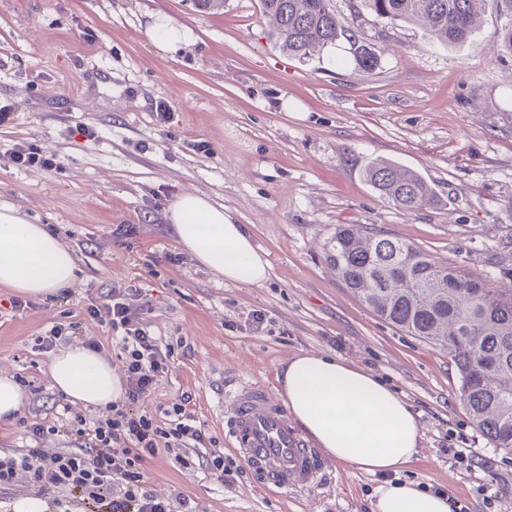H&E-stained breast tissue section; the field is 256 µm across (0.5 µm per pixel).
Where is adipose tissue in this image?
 Masks as SVG:
<instances>
[{"mask_svg": "<svg viewBox=\"0 0 512 512\" xmlns=\"http://www.w3.org/2000/svg\"><path fill=\"white\" fill-rule=\"evenodd\" d=\"M178 242L203 267L225 281L260 285L269 263L247 229L208 198L186 193L166 213ZM74 254L44 225L17 210L0 208V285L42 296L71 286ZM54 388L71 402L105 406L119 401L124 384L110 361L78 344L50 361ZM292 417L330 458L370 473L386 474L370 502L371 512H451L445 494L415 480H389L418 454L422 432L411 406L380 377L326 353H301L275 376Z\"/></svg>", "mask_w": 512, "mask_h": 512, "instance_id": "adipose-tissue-1", "label": "adipose tissue"}]
</instances>
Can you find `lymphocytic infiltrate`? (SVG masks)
Masks as SVG:
<instances>
[{
  "label": "lymphocytic infiltrate",
  "instance_id": "obj_1",
  "mask_svg": "<svg viewBox=\"0 0 512 512\" xmlns=\"http://www.w3.org/2000/svg\"><path fill=\"white\" fill-rule=\"evenodd\" d=\"M86 313L108 323L125 353L126 401L106 406L91 425L82 416L72 418L71 433L84 442L82 452L47 459L33 446L19 456L0 457V487L13 485L19 474H26L47 499L50 512H80L88 501L100 512H173L177 505L183 512H193L186 498L173 504L154 494L142 473L144 462L159 452L189 447L209 448L213 467L223 475L231 473L223 452L210 449L211 439L190 411L188 398L167 409L171 421L166 425L139 408L168 373L174 346H160L148 328L133 319L120 291H113L110 303L88 305Z\"/></svg>",
  "mask_w": 512,
  "mask_h": 512
}]
</instances>
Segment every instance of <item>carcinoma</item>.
I'll list each match as a JSON object with an SVG mask.
<instances>
[{
    "label": "carcinoma",
    "instance_id": "cac0c4a2",
    "mask_svg": "<svg viewBox=\"0 0 512 512\" xmlns=\"http://www.w3.org/2000/svg\"><path fill=\"white\" fill-rule=\"evenodd\" d=\"M333 0H260L272 35L304 59L341 38L354 46L355 65L371 70L379 54L360 43L355 27L340 17ZM483 0H357L353 17L392 25L419 24L440 46L468 42ZM511 22L501 47L512 54V0H498ZM381 197L406 212L434 202L413 170L376 161L365 170ZM326 261L348 288L385 321L448 349L460 375V396L476 427L498 448L512 451V289L472 288L481 279L424 250L364 224H338L326 243Z\"/></svg>",
    "mask_w": 512,
    "mask_h": 512
}]
</instances>
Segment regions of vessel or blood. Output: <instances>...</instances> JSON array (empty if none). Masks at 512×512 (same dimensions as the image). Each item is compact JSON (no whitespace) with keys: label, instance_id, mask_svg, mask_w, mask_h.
<instances>
[{"label":"vessel or blood","instance_id":"1","mask_svg":"<svg viewBox=\"0 0 512 512\" xmlns=\"http://www.w3.org/2000/svg\"><path fill=\"white\" fill-rule=\"evenodd\" d=\"M219 399L232 407L224 429L229 446L266 488L306 495L326 483L327 462L265 385L241 382Z\"/></svg>","mask_w":512,"mask_h":512}]
</instances>
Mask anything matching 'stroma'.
Instances as JSON below:
<instances>
[{
  "label": "stroma",
  "mask_w": 512,
  "mask_h": 512,
  "mask_svg": "<svg viewBox=\"0 0 512 512\" xmlns=\"http://www.w3.org/2000/svg\"><path fill=\"white\" fill-rule=\"evenodd\" d=\"M184 27L175 55L148 35L156 18ZM495 0L482 7L472 42L445 48L420 27L368 18L360 35L381 47L378 65L356 69L349 44L299 59L269 35L259 0H0V207L46 225L76 256L79 275L60 293L13 311L0 286V372L26 395L21 419H54L66 405L53 388L55 326L66 344L97 346L117 372L125 356L108 326L85 313L112 289L162 343L185 341L142 408L190 409L223 449L212 407L224 382L276 389L283 361L332 353L385 378L421 425L418 454L400 476L446 493L463 512H512V452L482 433L460 398L446 348L410 335L362 304L326 261L339 224H370L512 288V55ZM167 102L169 123L155 105ZM35 144L62 168L22 169L18 147ZM383 159L417 171L432 206L405 212L369 184ZM206 196L245 225L266 255L260 286L225 282L178 244L167 208L183 193ZM262 312V331L249 321ZM452 448L470 461L454 465ZM331 480L300 498L262 488L252 473L222 482L206 458L181 465L159 453L143 465L149 489L189 499L195 512H369L381 476L330 463Z\"/></svg>",
  "instance_id": "35a3bbf8"
}]
</instances>
